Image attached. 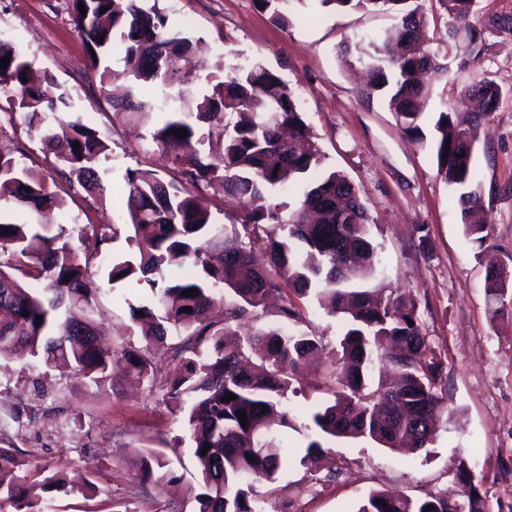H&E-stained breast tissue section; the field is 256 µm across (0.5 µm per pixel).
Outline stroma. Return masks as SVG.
<instances>
[{"mask_svg":"<svg viewBox=\"0 0 512 512\" xmlns=\"http://www.w3.org/2000/svg\"><path fill=\"white\" fill-rule=\"evenodd\" d=\"M436 19L430 49L447 63L446 76L432 84L427 117L459 103L462 88L491 76L501 88L496 109L477 127L475 165L491 232L487 250L465 235L448 185L437 175L428 149L402 132L381 98L365 99L360 82L338 57L339 44L361 45L367 35L389 28L385 12L338 11L320 0H299L292 23L283 28L255 0H158L170 20L197 44L195 71L187 93L205 84L212 64L260 61L293 87L328 165L344 171L371 218L380 257L376 284L409 297L431 348L443 362L446 396L434 439L413 454L368 439L328 441L336 464H292L268 494L265 512H356L370 491L415 499L455 493L456 471L467 463L485 497L486 512H512V302L492 316L484 291L488 261L512 268V0H477L472 24L481 32V52L466 51V31L449 36L453 24L443 0H425ZM0 40L11 43L35 68L48 71L73 98L78 116L95 126L111 148L101 168L110 170L112 196L94 199L56 159L36 133L9 122V90H0V150L43 174L65 201L70 231L87 224L117 229L107 245L109 259H128L122 175L128 168L163 170L164 157L142 141L146 124L115 112L98 78L86 68L87 45L70 17L69 0H0ZM428 229L419 242L416 226ZM129 285L98 298L100 318L113 345H139L131 329ZM324 391L289 395L296 426L290 446L306 445L314 432L310 415ZM19 416L20 426L0 432V441L24 450L28 460L65 472H89L93 500L80 489L52 496V512H157L174 494L189 492L198 479L182 417L158 393L129 384L119 389L88 386L68 370L44 371L39 364L0 359V421ZM165 453L179 483L133 494L141 449Z\"/></svg>","mask_w":512,"mask_h":512,"instance_id":"1","label":"stroma"}]
</instances>
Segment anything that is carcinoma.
<instances>
[{
	"instance_id": "carcinoma-1",
	"label": "carcinoma",
	"mask_w": 512,
	"mask_h": 512,
	"mask_svg": "<svg viewBox=\"0 0 512 512\" xmlns=\"http://www.w3.org/2000/svg\"><path fill=\"white\" fill-rule=\"evenodd\" d=\"M256 2L275 24L290 25L292 0ZM322 2L340 10L385 6L396 14L390 29L367 37L365 58L359 59L365 94L380 96L405 134L430 150L438 176L458 192L466 236L485 247L491 224L481 204L473 130L496 107L499 86L488 76L467 86L463 100L478 101L481 110L449 106L427 131L423 104L432 79L447 66L424 45L429 20L422 0ZM444 2L467 28L468 49H475L476 0ZM71 14L90 50L88 69L99 76L113 108L130 107L133 82L180 87L166 94L159 106L164 118L150 132L151 142L169 157L168 177L143 168H127L122 176L136 254L106 263L109 289L124 282L146 294L136 302L125 299L142 346L116 349L100 336L90 263L111 240L109 226L84 225L83 250H77L63 223L53 220L63 213V199L41 174L0 151V200L40 218L36 224L0 222V310H6L0 358L25 353L47 368L66 366L97 386L113 383L112 368L123 365L127 376L162 391V401L184 414L201 477L187 499L159 512H263L257 485L277 482L289 462L288 440L272 427H292L288 393L302 385L296 374L321 349L313 332L298 327L302 317L293 301L312 294L342 325L331 370L341 389L311 414L313 426L325 436L366 438L390 449L404 441L411 450L425 447L444 401L442 360L428 345L415 304L369 286L379 255L367 207L344 172L326 163L288 81L261 62L221 61L206 91L188 97L177 58L190 54L194 43L158 7L143 0H71ZM115 48L122 53L120 70L107 63ZM6 55L10 62L0 66V85L15 91L13 116L40 133L42 149L87 192L100 201L111 196L108 171L100 170L108 143L95 127L65 119L64 113L75 111L69 92L47 96L31 80L33 63L0 41V58ZM182 129L185 138L178 136ZM202 186L239 201L238 223L227 226L198 204L190 188ZM291 192L298 196L292 209L281 200ZM173 259L182 260L183 272L170 279L166 270ZM216 287L224 292L220 328L210 320ZM484 287L495 318L512 278L492 267ZM192 288L195 296L183 295ZM271 293L283 300L278 321L249 327ZM165 349L177 364L163 379L156 359ZM229 393L236 399L222 401ZM322 461L333 463L320 441H310L300 462ZM137 465L141 490L179 479L161 452L144 451ZM458 483L466 511L448 503L446 494L411 499L372 491L356 512H483L475 509L479 488L463 462ZM53 491L68 492L64 471L29 465L18 449L0 445V512H46L45 494Z\"/></svg>"
}]
</instances>
